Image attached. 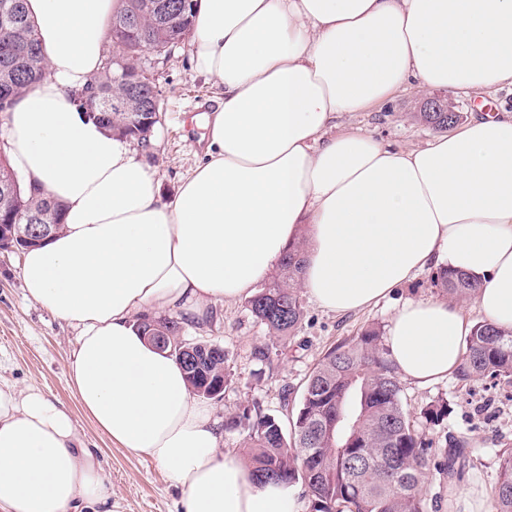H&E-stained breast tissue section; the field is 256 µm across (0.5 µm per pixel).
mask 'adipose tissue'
Returning a JSON list of instances; mask_svg holds the SVG:
<instances>
[{"instance_id": "ef3b65f1", "label": "adipose tissue", "mask_w": 512, "mask_h": 512, "mask_svg": "<svg viewBox=\"0 0 512 512\" xmlns=\"http://www.w3.org/2000/svg\"><path fill=\"white\" fill-rule=\"evenodd\" d=\"M125 0H26L46 76L8 111L6 150L62 231L24 252L27 296L76 331L68 384L112 445L148 456L182 512H301L294 485L257 483L224 454V419L136 328L200 323L251 294L289 244L321 309L377 304L433 266L475 276L484 321L512 329V114L477 116L393 149L339 116L401 91L512 85V0H197L191 63L221 90L202 161L161 201L144 156L82 113ZM460 304L409 301L385 346L400 378L459 365ZM0 512H112L97 449L41 390L0 384Z\"/></svg>"}]
</instances>
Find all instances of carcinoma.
Returning <instances> with one entry per match:
<instances>
[{
    "label": "carcinoma",
    "mask_w": 512,
    "mask_h": 512,
    "mask_svg": "<svg viewBox=\"0 0 512 512\" xmlns=\"http://www.w3.org/2000/svg\"><path fill=\"white\" fill-rule=\"evenodd\" d=\"M156 0H126V8L113 25L127 19L138 22L137 45L131 46L112 31L111 55L133 68V53L165 49L185 42L192 26V0H169L174 8L185 3L180 17H164L152 8ZM18 15V33L12 52L0 56V92L11 97L27 91L41 80L43 63L37 30L30 20L25 0H0ZM116 65L103 66L92 86L98 97L110 101L126 92L114 81ZM112 127L120 137H138L128 123L130 113H109ZM460 112H422L419 119L443 131L461 121ZM17 203L44 224L61 223L62 205L52 197L19 190ZM305 242L293 244L284 255L278 274L248 300L253 316L271 338L286 342L302 318L299 289ZM436 287L456 302L476 297L479 283L465 274L439 269L433 276ZM141 329L149 336H179L177 318H155ZM381 330L370 326L350 340L329 350L310 373L299 406L292 416L293 448H288L279 420L271 415L252 416L243 409L224 419V430H247L244 455L252 476L259 482L279 481L301 484L309 512H425L424 485L435 456L426 428L443 421L450 402L434 401L414 417L402 404V384L388 351L381 343ZM226 357L209 356L200 368L181 364L188 385L218 389L229 380L223 372ZM455 375L461 382L485 377L512 381V331L480 321L463 349ZM468 462L461 442L451 441L444 452V471L458 478ZM491 512H512V452L503 455L498 481L491 500Z\"/></svg>",
    "instance_id": "1"
}]
</instances>
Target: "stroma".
Listing matches in <instances>:
<instances>
[{"label": "stroma", "mask_w": 512, "mask_h": 512, "mask_svg": "<svg viewBox=\"0 0 512 512\" xmlns=\"http://www.w3.org/2000/svg\"><path fill=\"white\" fill-rule=\"evenodd\" d=\"M139 61L153 75L161 94V119L146 159L157 173L162 196L169 197L204 156L206 131L195 119L202 108L218 106V91L194 71L188 45L162 55L146 50ZM427 98L426 92L412 89L368 111L349 114L346 120L393 147L422 148L435 136L418 117ZM21 259L19 251L0 252V379L21 388H38L72 415L80 438L100 452L112 484V512H181V493L166 475L149 459L112 445L80 407L66 370L75 333L26 298L19 275ZM432 277V271H425L378 305L344 315L326 312L304 299L301 324L283 344L269 337L243 299L211 304L207 327L188 322L184 333L224 348L231 381L215 403L219 413L247 407L252 415L275 416L287 427L304 384L322 357L366 327H387L405 300L441 297ZM263 349L268 358H260ZM441 397L449 400L452 413L442 424L428 428L427 436L440 450L447 448L449 437L461 440L473 465L463 480L455 482L431 471L427 512H450L451 495L473 485L494 489L501 456L512 450V383L489 377L463 383L451 375L435 383L402 385L403 407L414 416Z\"/></svg>", "instance_id": "35a3bbf8"}]
</instances>
